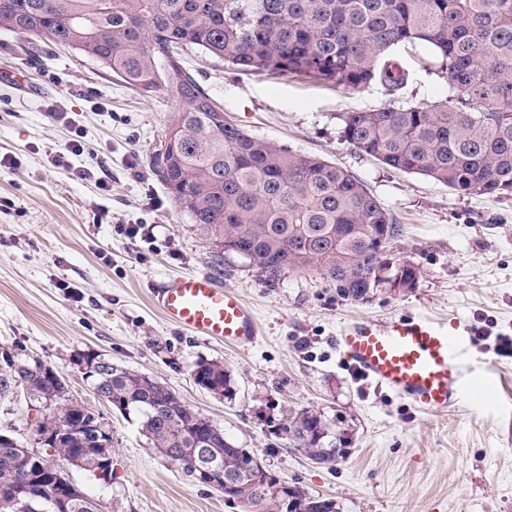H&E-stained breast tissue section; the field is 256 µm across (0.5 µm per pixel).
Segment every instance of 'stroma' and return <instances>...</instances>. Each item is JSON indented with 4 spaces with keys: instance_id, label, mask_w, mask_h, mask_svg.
<instances>
[{
    "instance_id": "stroma-1",
    "label": "stroma",
    "mask_w": 512,
    "mask_h": 512,
    "mask_svg": "<svg viewBox=\"0 0 512 512\" xmlns=\"http://www.w3.org/2000/svg\"><path fill=\"white\" fill-rule=\"evenodd\" d=\"M392 56L409 72L390 93L373 84L350 92L270 71L244 73L190 50L184 64L246 133L348 170L401 227L395 253L418 269L415 288L381 290L363 302L341 296L315 272L270 279L237 256L215 258L173 201L150 157L176 104L140 96L100 63L0 28V345L15 346L61 372L73 397L112 428V482L70 475L104 512H244L222 492L192 481L149 448L136 416L93 391L74 363L95 353L168 386L263 458L283 481L335 500L338 512H512V194H460L425 176L391 169L341 136L338 116L395 103L426 106L448 85L428 46ZM58 102L72 122L49 118ZM109 192L69 178L51 157L66 151L71 126ZM109 210L111 222L98 219ZM122 224L152 226L129 238ZM201 273L237 292L255 312L253 343L236 348L167 322L156 288L172 274ZM429 314L473 334L474 376H498L488 403L424 411L352 373L336 338L360 320ZM223 362L232 398L192 377L197 362ZM320 410L348 453L318 464L290 446L276 424L290 411Z\"/></svg>"
}]
</instances>
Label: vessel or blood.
<instances>
[{
	"label": "vessel or blood",
	"instance_id": "b4317fda",
	"mask_svg": "<svg viewBox=\"0 0 512 512\" xmlns=\"http://www.w3.org/2000/svg\"><path fill=\"white\" fill-rule=\"evenodd\" d=\"M155 299L166 319L196 335L228 344H247L257 335L252 310L209 275L173 277ZM471 342L424 316L357 322L338 340L351 371L426 410H445L461 396L478 395L480 384L467 363Z\"/></svg>",
	"mask_w": 512,
	"mask_h": 512
}]
</instances>
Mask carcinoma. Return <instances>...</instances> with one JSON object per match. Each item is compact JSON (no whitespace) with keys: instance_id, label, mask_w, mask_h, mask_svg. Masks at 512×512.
Masks as SVG:
<instances>
[{"instance_id":"cac0c4a2","label":"carcinoma","mask_w":512,"mask_h":512,"mask_svg":"<svg viewBox=\"0 0 512 512\" xmlns=\"http://www.w3.org/2000/svg\"><path fill=\"white\" fill-rule=\"evenodd\" d=\"M0 28L66 46L99 62L140 95L178 103L152 167L177 206L218 252L249 260L271 278L313 270L358 300L393 277L415 287L417 272L389 268L380 244L398 224L348 171L258 139L224 119L222 107L182 62L195 48L243 72L268 70L358 91L394 92L407 69L387 59L398 47L430 46L448 96L426 107L387 105L343 112L341 136L382 164L463 193H512V0H0ZM383 277L376 278V272ZM195 382L234 393L219 361H200ZM98 395L140 417L141 432L171 462L208 449L197 482L232 484L247 512H285L283 499L239 474L247 448L164 384L119 366L86 377ZM42 407L36 433L57 435L55 456L92 472L112 454L108 422L70 396L62 373L18 348L0 353V401ZM318 463L347 454L324 414L304 408L282 426ZM0 430V512H103L102 504L50 455ZM294 487L290 512H314Z\"/></svg>"}]
</instances>
